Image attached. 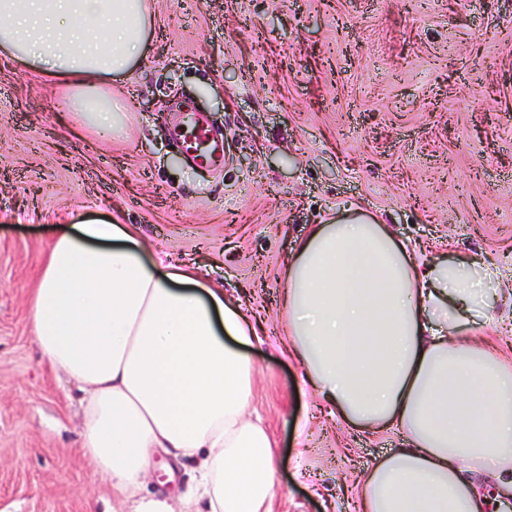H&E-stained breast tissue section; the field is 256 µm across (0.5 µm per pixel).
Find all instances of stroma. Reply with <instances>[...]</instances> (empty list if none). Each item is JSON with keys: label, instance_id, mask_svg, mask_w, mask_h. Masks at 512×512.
I'll return each instance as SVG.
<instances>
[{"label": "stroma", "instance_id": "1", "mask_svg": "<svg viewBox=\"0 0 512 512\" xmlns=\"http://www.w3.org/2000/svg\"><path fill=\"white\" fill-rule=\"evenodd\" d=\"M132 67L105 90L112 140L76 120L60 78L0 59V512H110L81 452L74 385L38 350L31 296L66 224L119 219L147 260L191 263L259 316L247 419L268 432L270 512H356L399 428L341 418L284 346L285 262L338 204L425 257L497 272L495 318L466 343L512 364V0H152ZM224 134L222 172L172 146L177 114ZM153 454L147 495L190 491Z\"/></svg>", "mask_w": 512, "mask_h": 512}]
</instances>
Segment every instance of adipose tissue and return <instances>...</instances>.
<instances>
[{
	"label": "adipose tissue",
	"instance_id": "1",
	"mask_svg": "<svg viewBox=\"0 0 512 512\" xmlns=\"http://www.w3.org/2000/svg\"><path fill=\"white\" fill-rule=\"evenodd\" d=\"M148 0H0V57L66 79L80 125L111 139L122 106L102 82L129 69ZM484 262L416 257L352 210L313 227L285 265L283 308L312 385L349 423L408 445L372 467L363 512H482L477 478L512 493V367L460 333L494 318ZM35 341L82 393V451L120 512H268L276 467L245 421L259 334L192 269L148 261L127 224L64 227L32 297ZM192 463L194 494L140 495L153 450Z\"/></svg>",
	"mask_w": 512,
	"mask_h": 512
}]
</instances>
